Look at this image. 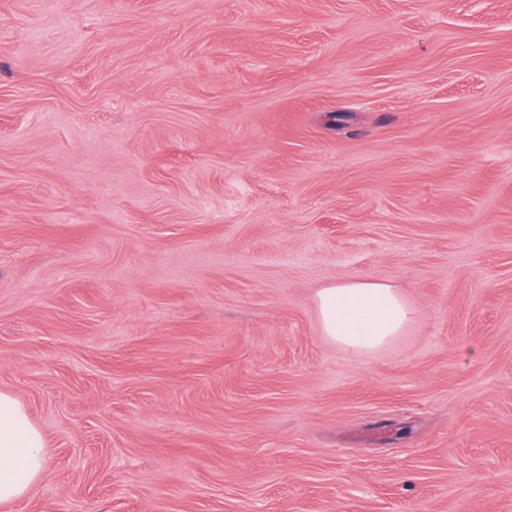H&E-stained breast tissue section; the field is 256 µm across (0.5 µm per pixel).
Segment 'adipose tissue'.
<instances>
[{
	"label": "adipose tissue",
	"mask_w": 512,
	"mask_h": 512,
	"mask_svg": "<svg viewBox=\"0 0 512 512\" xmlns=\"http://www.w3.org/2000/svg\"><path fill=\"white\" fill-rule=\"evenodd\" d=\"M315 307L324 335L356 350H372L399 336L412 309L391 284L376 280L337 282L319 289ZM41 431L23 406L0 391V505L23 499L43 475Z\"/></svg>",
	"instance_id": "ef3b65f1"
}]
</instances>
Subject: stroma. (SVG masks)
<instances>
[{
	"label": "stroma",
	"instance_id": "35a3bbf8",
	"mask_svg": "<svg viewBox=\"0 0 512 512\" xmlns=\"http://www.w3.org/2000/svg\"><path fill=\"white\" fill-rule=\"evenodd\" d=\"M0 390V512H512V0H0ZM315 307L323 334L350 349L372 350L399 336L412 309L391 284L376 280L337 282L320 288ZM41 431L23 406L0 391V505L23 499L43 475L45 457Z\"/></svg>",
	"mask_w": 512,
	"mask_h": 512
}]
</instances>
